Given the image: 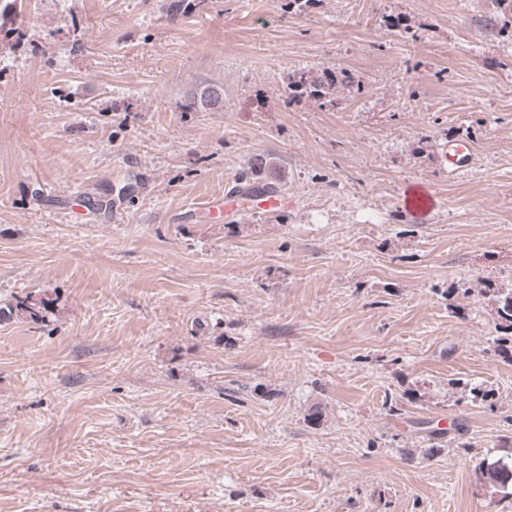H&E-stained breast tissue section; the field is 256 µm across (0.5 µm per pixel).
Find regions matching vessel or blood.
I'll use <instances>...</instances> for the list:
<instances>
[{"mask_svg":"<svg viewBox=\"0 0 512 512\" xmlns=\"http://www.w3.org/2000/svg\"><path fill=\"white\" fill-rule=\"evenodd\" d=\"M292 205L293 202L287 193L255 181L225 184L222 193L209 196L203 203L204 208L217 218L239 216L249 208L284 211ZM405 205L409 211L424 215L432 210L434 200L425 188L416 186L407 195Z\"/></svg>","mask_w":512,"mask_h":512,"instance_id":"1","label":"vessel or blood"}]
</instances>
